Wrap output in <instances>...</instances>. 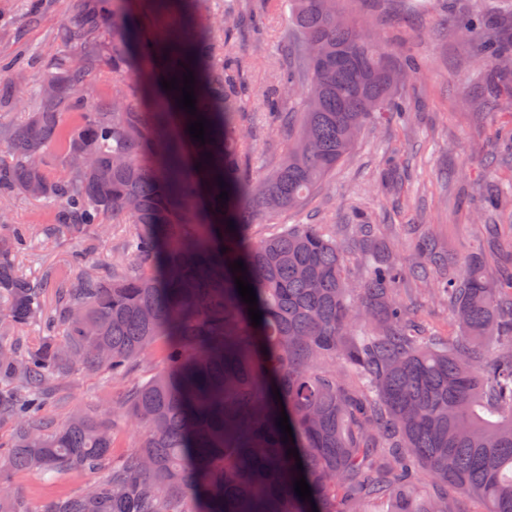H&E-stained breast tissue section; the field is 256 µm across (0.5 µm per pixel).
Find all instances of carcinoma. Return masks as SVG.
Masks as SVG:
<instances>
[{"mask_svg":"<svg viewBox=\"0 0 512 512\" xmlns=\"http://www.w3.org/2000/svg\"><path fill=\"white\" fill-rule=\"evenodd\" d=\"M107 2L85 0L61 29L65 53L47 66L38 111L5 134L0 196L55 202L59 227L76 236L97 240L122 226L127 259L72 283L52 267L26 277L16 256L30 227L0 214V227L10 226L0 236V424L13 427L0 442L4 465L52 477L105 468L111 423L87 412L42 420L52 385L78 371L121 381L157 345L162 366L112 411V423L137 428L138 446L107 477L40 512H367L370 502L386 512H458L450 490L481 512H512V272L489 283L483 251L451 267L426 231L416 263L380 260L376 225L353 224L350 248L366 265L354 288L327 224L250 237L262 218L314 197L354 147L349 126L402 110L390 72L416 66L396 64L336 13V0H289L297 65L286 88L301 87L302 111L268 113L288 128V155L255 180L237 135L249 83L228 44L199 25L210 0H153L161 9L147 29L136 17L141 0ZM105 23L110 42L98 39ZM485 27L475 13L464 32L484 37L491 65L511 59L512 44ZM309 40L327 48L324 59L305 55ZM158 55L180 81L198 66L196 114L173 110L175 91H159ZM105 59L125 82L68 135L66 158L88 155L92 167L70 162L67 175L51 177L48 149ZM26 91L25 68L0 75V104ZM199 115L203 145L188 132ZM508 195L483 194L485 211ZM238 259L246 271L230 268ZM237 278L254 288L257 327ZM410 278L436 284L456 335L440 336L418 300L401 297ZM32 323L46 337L22 350L14 336ZM283 411L291 441L278 426ZM301 474L309 501L294 490ZM0 512L32 510L1 485Z\"/></svg>","mask_w":512,"mask_h":512,"instance_id":"carcinoma-1","label":"carcinoma"}]
</instances>
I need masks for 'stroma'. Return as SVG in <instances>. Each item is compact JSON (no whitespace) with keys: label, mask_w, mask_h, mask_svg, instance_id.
Instances as JSON below:
<instances>
[{"label":"stroma","mask_w":512,"mask_h":512,"mask_svg":"<svg viewBox=\"0 0 512 512\" xmlns=\"http://www.w3.org/2000/svg\"><path fill=\"white\" fill-rule=\"evenodd\" d=\"M261 3L213 4L218 12L231 4L243 15L261 19L260 28L244 26L226 33L248 67V122L239 132L255 137L248 157L249 172L255 177L270 174L288 153L287 137L270 130L262 104L288 70L283 54L288 9L279 5L264 11ZM497 6L498 0H338L341 14L382 40L394 61L418 60L417 73L403 81L409 117L365 127L307 205L283 214L278 222L253 225L252 238H265L284 224H331L343 242L348 225L362 216L379 225L383 253L410 264L415 260L417 228L436 237L449 260L456 261L485 241L486 225L512 224V201L492 214L485 213L479 202V188L486 181L512 183V155L505 154L497 136L498 127L512 123V99H501L495 115H487L481 76L489 65L479 46L459 32L469 14ZM34 9L40 13L35 22L30 19ZM76 16V11H61L58 0L36 5L30 0H0V67L24 64L29 82L21 105L0 106L1 129L38 110L44 66L60 55V29ZM391 155L407 167L403 189L394 195L381 189L385 161ZM0 208L11 213L14 223L33 228L18 255V268L26 276H37L43 266L51 265L72 281L81 272L99 264L111 266L122 256L123 229L94 242L62 230L50 235L46 228L57 221L56 205L11 196L0 198ZM124 392L122 382L80 373L58 383L43 415L53 420L77 410L103 415L119 407ZM95 479L92 473L70 472L48 482L34 472L0 471V481L29 502L34 512Z\"/></svg>","instance_id":"1"}]
</instances>
